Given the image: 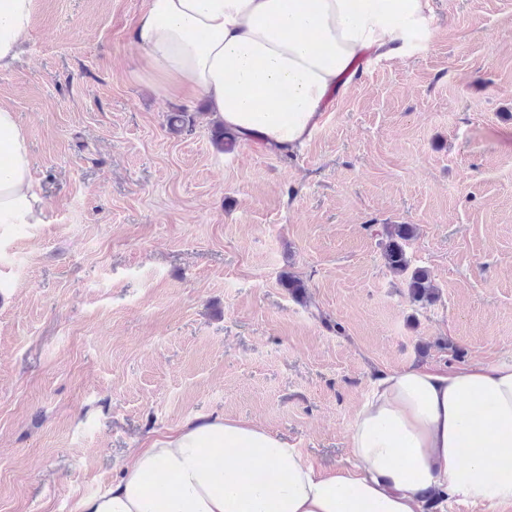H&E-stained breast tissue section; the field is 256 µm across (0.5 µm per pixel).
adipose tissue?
Listing matches in <instances>:
<instances>
[{
    "mask_svg": "<svg viewBox=\"0 0 512 512\" xmlns=\"http://www.w3.org/2000/svg\"><path fill=\"white\" fill-rule=\"evenodd\" d=\"M34 0H0V71L29 40ZM431 0H145L134 41L161 93L208 101L228 134L303 146L365 56L404 58ZM26 129L0 104V226L39 224ZM347 465L318 470L265 427L214 415L133 449L77 512H423L425 497L512 507V361L377 372ZM164 489L158 504L156 489Z\"/></svg>",
    "mask_w": 512,
    "mask_h": 512,
    "instance_id": "ef3b65f1",
    "label": "adipose tissue"
}]
</instances>
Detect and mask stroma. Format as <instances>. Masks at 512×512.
<instances>
[{
    "mask_svg": "<svg viewBox=\"0 0 512 512\" xmlns=\"http://www.w3.org/2000/svg\"><path fill=\"white\" fill-rule=\"evenodd\" d=\"M432 7L280 155L152 91L144 0H35L0 72L44 201L0 228V512H75L194 417L341 466L376 371L512 359V0ZM388 224L416 225L433 302L387 269Z\"/></svg>",
    "mask_w": 512,
    "mask_h": 512,
    "instance_id": "stroma-1",
    "label": "stroma"
}]
</instances>
